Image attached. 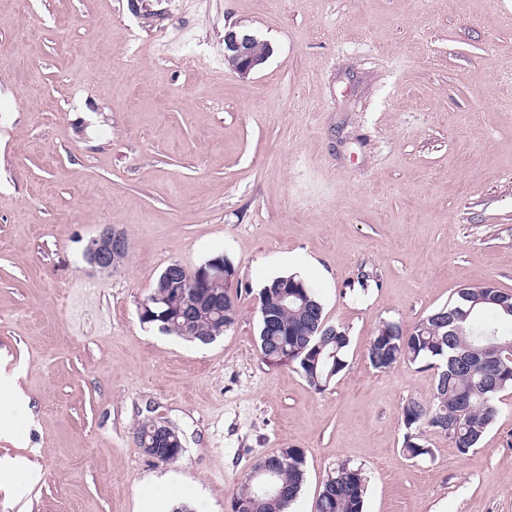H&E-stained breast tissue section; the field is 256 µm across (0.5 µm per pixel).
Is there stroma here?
I'll use <instances>...</instances> for the list:
<instances>
[{
	"mask_svg": "<svg viewBox=\"0 0 512 512\" xmlns=\"http://www.w3.org/2000/svg\"><path fill=\"white\" fill-rule=\"evenodd\" d=\"M230 29L270 45L259 71L225 66ZM108 225L129 251L99 272L84 249ZM218 252L233 327L204 345L141 322L170 263ZM295 269L351 339L320 393L257 352L258 294ZM476 284L512 293V0H0V367L32 410L0 414V464L39 474L0 512H230L287 447L290 512L343 462L364 512H512V389L479 448L429 431L411 459L401 412L436 372L367 357L381 323ZM148 417L177 462L139 448ZM151 421L153 424L154 436L156 438V440H155L156 445L169 444V445H167L168 448H171L170 444H172V443H177L179 445V448H172L174 453L173 452L169 453L164 448H162V450L158 451L157 453L160 456H162L163 458H166V461L170 460L169 462L178 459V458H176L178 456V454H176V457H174L175 451H178L180 453L183 450V446L180 444L179 440L176 437L177 432L174 429H172L169 425L165 424L164 422L157 421L153 418L151 419Z\"/></svg>",
	"mask_w": 512,
	"mask_h": 512,
	"instance_id": "1",
	"label": "stroma"
}]
</instances>
